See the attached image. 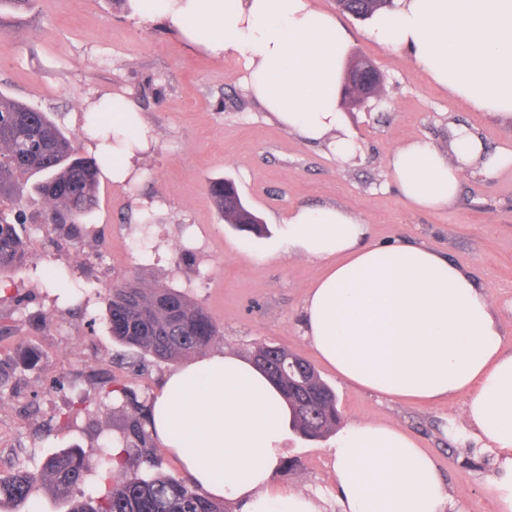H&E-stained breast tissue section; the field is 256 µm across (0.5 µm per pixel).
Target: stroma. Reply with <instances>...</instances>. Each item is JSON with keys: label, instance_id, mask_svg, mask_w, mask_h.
Wrapping results in <instances>:
<instances>
[{"label": "stroma", "instance_id": "obj_1", "mask_svg": "<svg viewBox=\"0 0 512 512\" xmlns=\"http://www.w3.org/2000/svg\"><path fill=\"white\" fill-rule=\"evenodd\" d=\"M335 14L351 57L381 72L383 94L345 108L362 150L339 162L325 144L284 130L252 98L239 56L218 60L188 49L181 36L115 0H36L32 9L0 6V93L49 113L75 137L81 155L95 145L82 132L97 99L131 98L155 142L132 183L100 174L97 203L79 243H63L52 225L27 223L20 233L33 263L0 290V358L9 383L0 388V475L18 466L40 469L65 448L96 449L98 432H113L120 413L100 402L98 376L109 373L150 401L169 362L145 358L113 342L103 318L112 285L137 279L165 285L203 307L222 336L211 352L249 359L256 347L280 345L309 363L317 357L302 334L305 297L322 274L315 262L288 256L280 241L288 212L334 204L360 213L377 243L419 241L486 281L512 345V167L487 177L468 174L454 204L425 211L404 200L386 165L388 152L416 137L447 147L452 125H464L487 148L512 149V123L470 110L412 65L406 52L383 48L367 21L339 12L336 0H313ZM232 180L267 226L263 237L221 218L209 191ZM62 287L48 286L44 267ZM25 297L18 305L17 297ZM342 421L390 422L410 431L436 461L464 512H496L487 490L492 455L446 436L462 400L412 405L341 382L327 367ZM334 435L307 441L289 434L287 488L323 496L338 512L330 474Z\"/></svg>", "mask_w": 512, "mask_h": 512}]
</instances>
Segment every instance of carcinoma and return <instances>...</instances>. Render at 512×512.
Returning a JSON list of instances; mask_svg holds the SVG:
<instances>
[{
    "instance_id": "1",
    "label": "carcinoma",
    "mask_w": 512,
    "mask_h": 512,
    "mask_svg": "<svg viewBox=\"0 0 512 512\" xmlns=\"http://www.w3.org/2000/svg\"><path fill=\"white\" fill-rule=\"evenodd\" d=\"M339 8L367 19L394 6L393 0H336ZM41 173L37 186L45 201L43 223L80 238L79 224L97 200L99 168L82 156L74 138L68 136L45 112L0 95V199L10 200L18 179ZM217 209L224 221L261 234L265 225L242 201L235 184L218 180L210 184ZM26 222L22 212L0 210V276L15 274L26 260L27 241L16 225ZM106 321L112 338L158 361L190 356L206 349L220 330L210 315L181 292L164 285L145 287L127 280L110 288L105 296ZM282 390L292 411L291 428L307 440H317L340 422L335 390L324 382L308 361L288 349L265 345L251 357ZM105 377L101 401H112L124 424L96 452L71 448L49 457L43 469L31 472L16 468L0 476V502H27L40 486L69 504L68 512H224V504L186 482L161 472L162 461L151 425L149 407L129 387H111ZM124 452L122 465L131 475L112 469V449ZM101 467L100 484L92 493L82 490L92 465Z\"/></svg>"
}]
</instances>
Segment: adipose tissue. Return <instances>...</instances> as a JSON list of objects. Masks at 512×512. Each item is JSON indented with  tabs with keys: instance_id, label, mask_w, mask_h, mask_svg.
Returning a JSON list of instances; mask_svg holds the SVG:
<instances>
[{
	"instance_id": "obj_1",
	"label": "adipose tissue",
	"mask_w": 512,
	"mask_h": 512,
	"mask_svg": "<svg viewBox=\"0 0 512 512\" xmlns=\"http://www.w3.org/2000/svg\"><path fill=\"white\" fill-rule=\"evenodd\" d=\"M216 59L240 55L250 95L288 131L327 143L337 160L360 144L339 108L350 42L312 0H137ZM369 38L408 51L416 69L473 110L512 122V0H396L371 19ZM112 139L98 158L112 180L138 179L151 131L124 96L101 98ZM512 165L455 126L449 149L416 138L393 148L387 167L402 197L424 210L455 201L466 174ZM288 253L323 264L302 312L318 360L356 389L427 404L462 399L460 429L491 450L488 484L498 512H512V348L486 285L421 242L377 244L365 219L335 205L293 208ZM149 406L153 434L195 486L238 512H320L315 498L276 481L290 407L250 361L224 352L174 365ZM333 482L341 512H457L432 457L406 429L349 422L336 434Z\"/></svg>"
}]
</instances>
